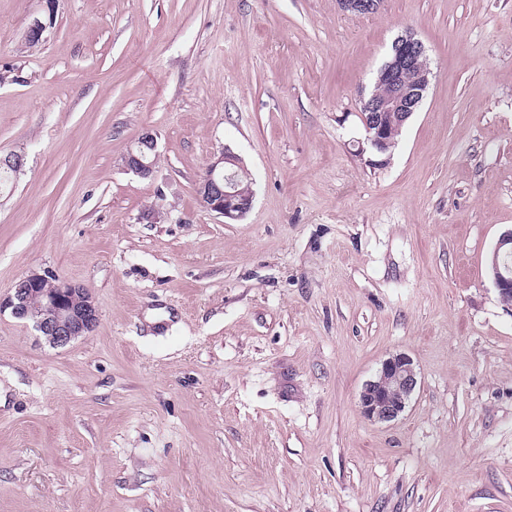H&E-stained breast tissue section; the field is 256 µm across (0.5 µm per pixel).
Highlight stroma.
I'll return each instance as SVG.
<instances>
[{
    "label": "stroma",
    "mask_w": 512,
    "mask_h": 512,
    "mask_svg": "<svg viewBox=\"0 0 512 512\" xmlns=\"http://www.w3.org/2000/svg\"><path fill=\"white\" fill-rule=\"evenodd\" d=\"M0 0V295L85 288L49 345L0 313V512H512V0ZM428 94L387 164L357 154L393 40ZM157 136L153 178L121 158ZM254 199L202 208L214 154ZM162 212L157 222L151 209ZM418 385L367 420L364 384ZM44 2V11L47 15V20L43 21L40 18H36L33 20V22L30 24V26L27 29L25 38H32L37 39L41 41L47 40V32L49 28H51L53 24V20L55 17L56 12V4L53 2H48V0L43 1ZM512 254V229L505 231L491 255V271L494 284L503 301L509 299L512 306V277L503 270L502 258ZM418 383L417 371L406 354L385 359L374 379L360 394L361 412L370 421L389 422L402 414Z\"/></svg>",
    "instance_id": "stroma-1"
}]
</instances>
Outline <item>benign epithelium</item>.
Returning <instances> with one entry per match:
<instances>
[{
  "mask_svg": "<svg viewBox=\"0 0 512 512\" xmlns=\"http://www.w3.org/2000/svg\"><path fill=\"white\" fill-rule=\"evenodd\" d=\"M343 13L364 16L378 12L383 0H338ZM47 20L36 18L26 37L47 40L53 24L56 4L44 2ZM427 50L411 32L398 36L388 57L377 73V83L390 90L388 96H361L364 138L357 141V151L385 155L395 144L394 132L408 124L426 97L430 79L422 67ZM158 155L157 137L145 131L123 155V167L144 179L151 177ZM238 156L222 149L209 164L197 186L200 205L226 220H239L251 209L254 193L240 188L237 180ZM512 254V229L505 231L491 255L494 284L502 300L512 301V277L503 271L502 258ZM11 310L20 319L33 323L45 340L63 347L86 335L98 320V312L84 289L64 282H51L45 275L31 272L22 277L5 298H0V312ZM418 383L412 359L402 353L385 359L374 379L360 394L361 412L370 421L389 422L402 414Z\"/></svg>",
  "mask_w": 512,
  "mask_h": 512,
  "instance_id": "benign-epithelium-1",
  "label": "benign epithelium"
}]
</instances>
